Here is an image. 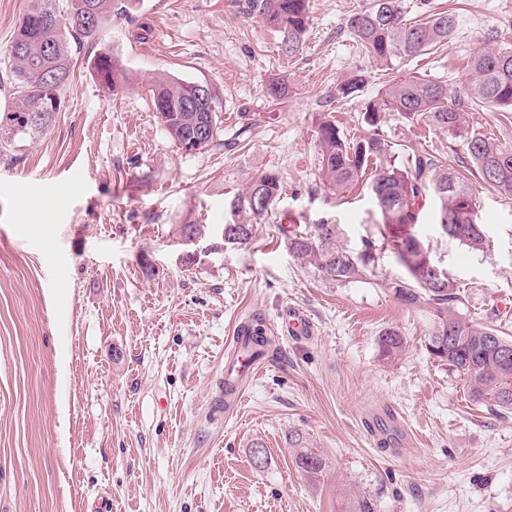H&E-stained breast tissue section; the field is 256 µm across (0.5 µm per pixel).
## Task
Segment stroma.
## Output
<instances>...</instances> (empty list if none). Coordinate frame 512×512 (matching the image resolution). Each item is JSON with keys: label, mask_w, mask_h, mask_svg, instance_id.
Listing matches in <instances>:
<instances>
[{"label": "stroma", "mask_w": 512, "mask_h": 512, "mask_svg": "<svg viewBox=\"0 0 512 512\" xmlns=\"http://www.w3.org/2000/svg\"><path fill=\"white\" fill-rule=\"evenodd\" d=\"M455 12L457 35L408 62L418 77L464 82L474 53L512 47V0H404ZM243 0H137L113 15L102 47L120 57L126 88L105 87L75 59L63 107L41 135L0 155V512H512V414L473 402L466 376L429 358L426 307L392 284L404 268L380 243L365 185L339 197L318 179L316 121L363 137L366 102L387 72L359 55L346 21L364 0H311L300 52L247 15ZM32 0H0V107L9 50ZM361 91L336 99L346 75ZM210 85L221 103L219 147L187 153L150 102L155 75ZM285 84L275 101L269 82ZM380 134L415 139L455 161L448 136L387 113ZM279 174L283 193L254 242L225 245L231 195ZM440 201L419 202L416 233L460 288L467 318L512 336V198L483 188L487 239L473 251L445 235ZM335 225L373 268L345 282L294 258L289 223ZM197 224L188 239L181 225ZM313 322L285 335L288 308ZM272 344L240 411L215 409L224 351L240 322ZM405 339L382 358L387 329ZM390 407L412 436L376 442L370 414ZM326 460L295 466L291 433ZM267 466H257L253 443Z\"/></svg>", "instance_id": "35a3bbf8"}]
</instances>
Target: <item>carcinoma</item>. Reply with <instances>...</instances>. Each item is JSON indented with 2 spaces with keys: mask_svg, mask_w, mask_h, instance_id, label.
<instances>
[{
  "mask_svg": "<svg viewBox=\"0 0 512 512\" xmlns=\"http://www.w3.org/2000/svg\"><path fill=\"white\" fill-rule=\"evenodd\" d=\"M137 0H35L25 14L10 46L11 102L0 110V152L23 138H33L47 129L59 109L54 100L70 81L73 59L88 49L112 13H126ZM246 13L259 17L280 35L281 56L299 53L310 22L311 0H247ZM403 0H370L367 7L352 13L347 29L361 51L386 70L411 61L448 42L459 21L452 11L424 12L412 22L405 19ZM100 81L118 91L128 81L122 61L103 49L89 58ZM363 75L353 73L336 85V97L348 98L361 90ZM196 83L164 75L154 77L151 101L169 137L185 152L212 146L217 134L201 146L192 143L193 124L201 112L185 108L195 93ZM512 112V47L481 49L471 61L470 78L460 90L449 93L448 86L415 76L393 77L376 98L367 103L365 122L376 128L383 114L395 112L410 123L424 122L445 132L452 145L463 152L459 167L428 152L417 142L402 145V162H392L394 144L373 132L350 140L336 124L323 116L316 130L320 156L319 180L335 194H343L360 182H367L379 203L382 216L380 233L406 274L393 285L397 297L407 306H427L433 315L432 329L425 341L430 356L467 375L472 400L488 397L498 411L512 413V337L474 323L459 311L458 286L447 277L433 278L428 271L429 257L415 233L419 199L432 194L442 204L440 227L450 238L472 250L486 244L482 225L473 224L459 211L467 202L475 212L476 195L471 179L501 194L512 196V142L480 133L470 126L469 109L474 106ZM283 191L277 173L265 171L254 176L246 191L232 201L237 222L224 225V244L247 246L255 237L257 220L268 213ZM288 251L313 265L334 281H347L361 275L374 261L375 244L364 242L352 254L336 245V225L300 224L287 230ZM386 358L400 354L404 339L387 329L378 339ZM295 449L294 462L307 474H318L325 459L312 450L308 439L295 432L288 439Z\"/></svg>",
  "mask_w": 512,
  "mask_h": 512,
  "instance_id": "1",
  "label": "carcinoma"
}]
</instances>
